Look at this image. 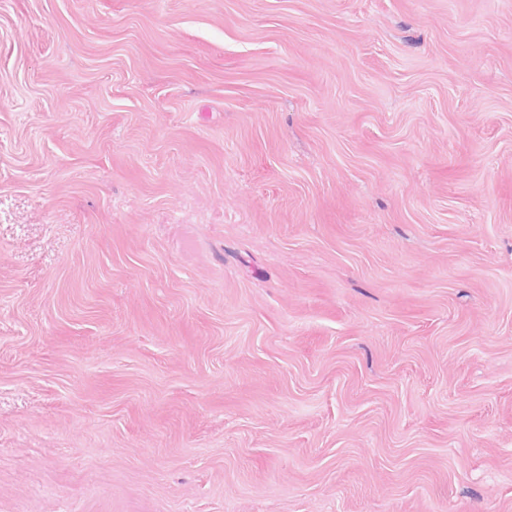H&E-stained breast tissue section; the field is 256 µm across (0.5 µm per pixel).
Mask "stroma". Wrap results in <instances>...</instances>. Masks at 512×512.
Masks as SVG:
<instances>
[{"label": "stroma", "instance_id": "obj_1", "mask_svg": "<svg viewBox=\"0 0 512 512\" xmlns=\"http://www.w3.org/2000/svg\"><path fill=\"white\" fill-rule=\"evenodd\" d=\"M0 512H512V0H0Z\"/></svg>", "mask_w": 512, "mask_h": 512}]
</instances>
